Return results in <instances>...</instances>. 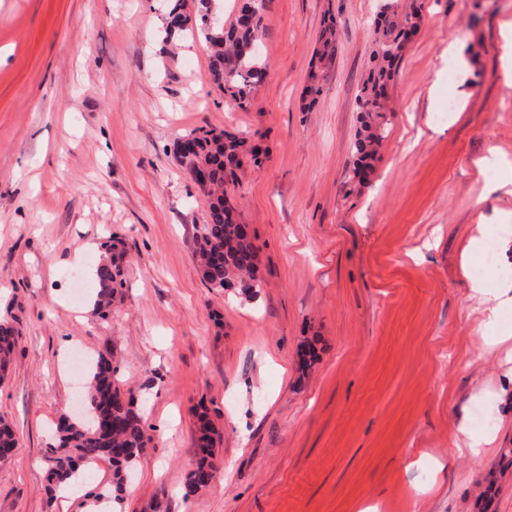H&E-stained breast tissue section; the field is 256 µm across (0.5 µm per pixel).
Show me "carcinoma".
I'll use <instances>...</instances> for the list:
<instances>
[{
    "instance_id": "cac0c4a2",
    "label": "carcinoma",
    "mask_w": 512,
    "mask_h": 512,
    "mask_svg": "<svg viewBox=\"0 0 512 512\" xmlns=\"http://www.w3.org/2000/svg\"><path fill=\"white\" fill-rule=\"evenodd\" d=\"M414 15H399L391 6L377 19L367 78L357 97L362 112L361 128L354 143L353 173L359 175L369 167L382 139L377 118L380 103L392 70L399 58L411 28ZM336 19H330L320 38L319 55L330 60L335 54ZM178 30L187 38L204 39L210 46L212 81L223 90L229 101L243 106L254 88L266 79V69L259 61L255 46L263 35L256 0L243 3L235 21L227 28L195 29L188 20L176 15L168 20V31ZM191 146V155L177 163L193 174L202 167L209 186L207 222L196 229L195 255L203 280L216 290L238 287L247 295L259 280V248L255 237L246 234L234 208L224 199V186L237 180L242 159L250 157L259 163L260 149L245 136L210 127L196 129L183 136ZM105 256L94 273L96 302L94 313L106 318L116 289L124 286L126 251L122 242L109 239L103 244ZM18 330L8 321H0V381L7 374ZM119 366L114 359L98 356L87 369L85 402L90 418L64 416L57 424L55 441L45 451L48 481L52 487L64 483L75 485L82 480L79 462L84 459L109 457L113 477L111 488L92 496L88 508L93 512H117L122 501L126 475L144 454L151 437L147 435L144 417L132 398H125L119 389ZM217 432L201 415L198 425V447L202 457L188 475L185 496L207 487L216 473L212 461Z\"/></svg>"
}]
</instances>
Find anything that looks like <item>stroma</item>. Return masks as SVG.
<instances>
[{
  "label": "stroma",
  "instance_id": "35a3bbf8",
  "mask_svg": "<svg viewBox=\"0 0 512 512\" xmlns=\"http://www.w3.org/2000/svg\"><path fill=\"white\" fill-rule=\"evenodd\" d=\"M389 1L417 10V32L359 180L356 94ZM258 3L267 78L241 109L212 83L205 41L167 36L170 0H0V320L20 332L0 382L17 440L0 512H83L85 492L50 490L44 458L81 407L73 349L114 354L122 391L146 402L152 441L121 512H512V364L460 262L476 225L512 212L477 166L491 150L512 164V0ZM331 16L336 52L306 112ZM199 127L262 149L228 192L260 249L252 300L209 288L193 256L208 198L174 150ZM109 236L128 264L102 320L76 290ZM203 412L217 473L189 496ZM466 415L495 436L483 459L455 449Z\"/></svg>",
  "mask_w": 512,
  "mask_h": 512
}]
</instances>
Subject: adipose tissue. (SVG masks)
I'll list each match as a JSON object with an SVG mask.
<instances>
[{"instance_id":"adipose-tissue-1","label":"adipose tissue","mask_w":512,"mask_h":512,"mask_svg":"<svg viewBox=\"0 0 512 512\" xmlns=\"http://www.w3.org/2000/svg\"><path fill=\"white\" fill-rule=\"evenodd\" d=\"M475 296L484 303L481 323L484 334L492 336L494 343L512 340V325L502 319L507 309H512V269H503L489 276H473L469 279Z\"/></svg>"}]
</instances>
